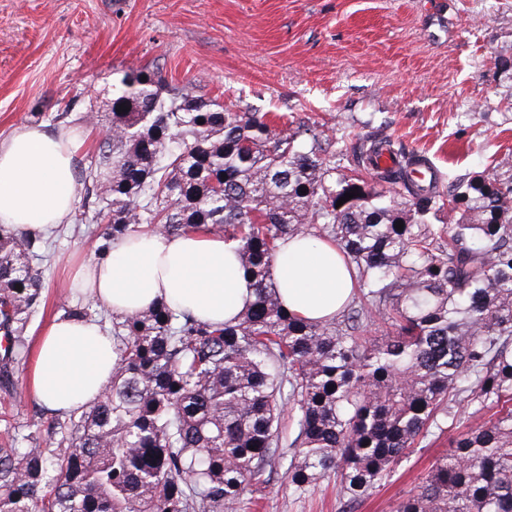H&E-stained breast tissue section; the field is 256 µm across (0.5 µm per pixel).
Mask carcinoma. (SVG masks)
<instances>
[{"mask_svg":"<svg viewBox=\"0 0 512 512\" xmlns=\"http://www.w3.org/2000/svg\"><path fill=\"white\" fill-rule=\"evenodd\" d=\"M279 120L124 73L81 170L100 206L83 207L73 231L100 257L134 226L222 234L255 299L224 324L165 303L98 312L112 380L90 407L0 448V512H237L287 455L293 492L333 471L356 504L419 439L456 424L463 402L491 415L451 439L392 512H512V165L444 192L411 181L412 156L377 173L402 187L399 202L347 173L306 121ZM445 207L448 223H430ZM297 237L342 249L360 307L323 321L283 308L270 268ZM47 258L46 239L0 228V384L28 358ZM376 317L393 328L380 341L365 336ZM288 407L297 434L286 449Z\"/></svg>","mask_w":512,"mask_h":512,"instance_id":"cac0c4a2","label":"carcinoma"}]
</instances>
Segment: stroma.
I'll return each mask as SVG.
<instances>
[{
	"instance_id": "1",
	"label": "stroma",
	"mask_w": 512,
	"mask_h": 512,
	"mask_svg": "<svg viewBox=\"0 0 512 512\" xmlns=\"http://www.w3.org/2000/svg\"><path fill=\"white\" fill-rule=\"evenodd\" d=\"M129 69L309 119L341 145L371 136L425 154L443 189L450 176L512 164V0H0V141L93 113L74 162L87 167ZM48 253L32 339L89 303L71 287L89 239L51 237ZM457 432L420 440L353 512H391ZM285 472L238 512H342L336 477L298 495Z\"/></svg>"
}]
</instances>
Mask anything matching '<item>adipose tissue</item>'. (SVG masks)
Returning <instances> with one entry per match:
<instances>
[{
	"instance_id": "ef3b65f1",
	"label": "adipose tissue",
	"mask_w": 512,
	"mask_h": 512,
	"mask_svg": "<svg viewBox=\"0 0 512 512\" xmlns=\"http://www.w3.org/2000/svg\"><path fill=\"white\" fill-rule=\"evenodd\" d=\"M80 141L77 130L50 135L25 126L0 142V227L45 233L69 221ZM270 273L284 307L309 321L335 316L352 296L351 273L331 243L281 242ZM73 279L118 316L165 301L200 320L224 323L254 299L235 243L199 231L167 235L136 228L113 241L107 256L81 265ZM115 359L112 339L97 323L55 318L38 339L28 389L56 411L90 406L110 381Z\"/></svg>"
}]
</instances>
